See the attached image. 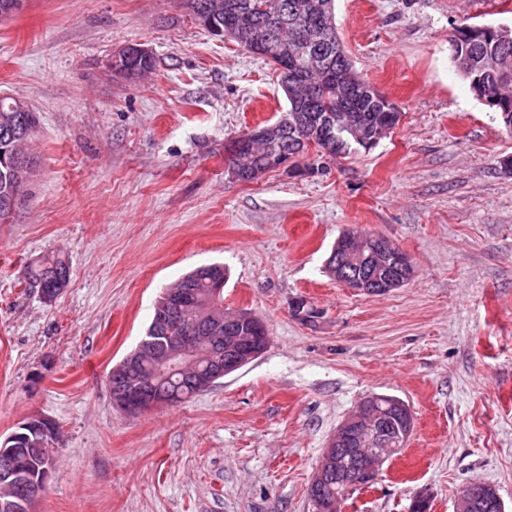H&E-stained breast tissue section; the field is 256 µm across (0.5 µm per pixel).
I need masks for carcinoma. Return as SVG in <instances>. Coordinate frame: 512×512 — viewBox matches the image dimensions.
<instances>
[{
  "instance_id": "carcinoma-1",
  "label": "carcinoma",
  "mask_w": 512,
  "mask_h": 512,
  "mask_svg": "<svg viewBox=\"0 0 512 512\" xmlns=\"http://www.w3.org/2000/svg\"><path fill=\"white\" fill-rule=\"evenodd\" d=\"M183 7L191 17L200 14L213 15L223 26L230 13L248 10L252 14V34L263 38L270 24L283 21L277 34L281 44L271 46V51L263 52L249 48L245 40L237 44L278 67L281 82L295 86L294 95L288 99V110L279 119L286 135L274 144H266L248 131L233 140L234 150L228 153L229 168L240 181L251 182L271 171L269 157L282 151L296 155L303 160L307 154L305 141L317 143L318 153L334 157L350 151L356 140L346 134V146L336 149V141L323 136L325 124L343 122L357 127L372 136H382L388 132V113L377 112L364 99L361 88L368 85L354 69V65L341 44L336 32L334 0H182ZM492 56L497 62V71L488 76L492 92L502 93L501 100L512 105V93L504 92L512 87V40L500 41L477 39L465 47V59L456 70L466 75L471 63H478ZM12 99L0 97V221L8 219L13 210L6 201L15 195L23 201L24 187L33 176L36 168L34 156L24 164H14L11 148L27 144L34 136L39 124L36 112H18L13 128L3 126L6 113L1 108ZM326 270L345 272L350 278L349 287L362 286L368 294L380 287L378 281L397 278L408 282L413 268L393 264L387 269L375 263L369 248L354 242L351 233L340 236L327 259ZM27 282L35 288L50 291L57 297L68 283L69 267L60 257H45L27 267ZM226 269L220 264L202 266L164 288L159 299L184 290L195 292L194 303L185 314L181 324L171 321L161 324L157 318L152 321L142 337L144 341L159 342L168 332L176 331L187 324V320L202 318L209 323L227 324L234 336H258L260 332L254 322H237L235 317L224 315V280ZM44 442V434L36 428L21 426L10 435L6 447L15 457L24 462L25 472L31 490L37 494L44 491L41 484V470L44 463L30 454V449Z\"/></svg>"
}]
</instances>
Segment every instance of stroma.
<instances>
[{"label": "stroma", "instance_id": "stroma-1", "mask_svg": "<svg viewBox=\"0 0 512 512\" xmlns=\"http://www.w3.org/2000/svg\"><path fill=\"white\" fill-rule=\"evenodd\" d=\"M334 15L400 122L319 172L251 183L224 146L287 110L280 78L181 0H28L0 22V97L40 117L35 175L0 224V438L33 415L57 427L36 512H313L331 434L373 394L403 400L414 428L342 512L421 497L456 512L473 482L512 512V134L450 44L464 21L512 27V0H335ZM132 44L154 69L110 74ZM349 230L396 244L412 279L368 295L330 276ZM54 255L70 280L47 303L24 271ZM211 263L266 350L185 401L122 412L110 368L162 288ZM298 298L319 317H296Z\"/></svg>", "mask_w": 512, "mask_h": 512}]
</instances>
